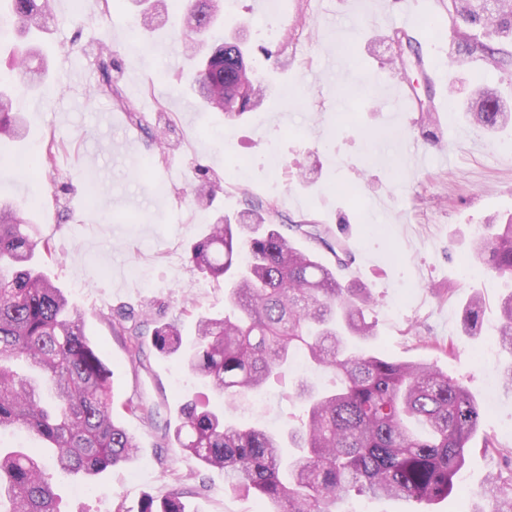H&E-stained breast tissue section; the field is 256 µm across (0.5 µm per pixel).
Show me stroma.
<instances>
[{
    "mask_svg": "<svg viewBox=\"0 0 512 512\" xmlns=\"http://www.w3.org/2000/svg\"><path fill=\"white\" fill-rule=\"evenodd\" d=\"M48 34L41 56L50 72L69 65L78 77L68 90L50 85L24 95L28 134L0 142V200L24 204L55 249L40 257L43 271L85 311L87 336L103 352L114 377L112 400L139 444L135 461L93 480L58 483L62 512H137L144 495L163 496L175 475L195 474L204 491L189 496L188 512H260L254 496L230 492L224 473L165 444L164 429L178 403L197 390L173 358L146 348L132 364L110 320L142 316L144 337L162 323L179 322L184 341L198 317L224 311L223 278L189 265L187 245L221 215H237L248 201L275 202L274 224H320L355 254L343 283L370 289L376 299V337L369 347L397 360H424L462 382L484 409L477 437L457 478L458 493L426 505L398 498L370 501V512H459L460 498L503 467L486 453L483 436L512 448V387L501 377L512 357L496 346L499 298L505 289L491 273L465 281L477 227L494 214H512V130L486 133L470 126L466 110L475 69L512 111V70L450 67L448 111L439 113L444 153L425 138L432 86L415 62L406 82L418 103L406 112L394 96L396 74L387 37L392 23L430 15L450 26L448 0H228L221 36L240 32L258 57L268 47L293 56L269 74L264 105L236 123L206 110L190 89L198 65L170 27L151 34L132 24L134 0L105 8L102 0H49ZM112 47V74L133 111L96 94L95 59ZM336 67L312 86L310 73L326 61ZM160 132L166 163H155L151 135ZM135 146L126 149V137ZM59 146L53 172L30 174L18 159L48 141ZM220 181L208 210L194 202L201 176ZM344 184L360 193L348 196ZM483 301L479 335H466L463 309ZM288 384H274L243 402L236 417L280 428L298 403ZM155 409L153 420L123 412L127 401Z\"/></svg>",
    "mask_w": 512,
    "mask_h": 512,
    "instance_id": "stroma-1",
    "label": "stroma"
}]
</instances>
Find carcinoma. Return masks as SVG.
Returning <instances> with one entry per match:
<instances>
[{
	"instance_id": "carcinoma-1",
	"label": "carcinoma",
	"mask_w": 512,
	"mask_h": 512,
	"mask_svg": "<svg viewBox=\"0 0 512 512\" xmlns=\"http://www.w3.org/2000/svg\"><path fill=\"white\" fill-rule=\"evenodd\" d=\"M142 27L162 25L159 0H136ZM5 9L13 31L40 51L49 15V0H9ZM186 27L201 34L219 20L216 0H184ZM455 52L463 64L476 55L503 69L512 54L477 40L469 30L490 27L512 40V0H450ZM243 47L236 40L219 44L195 73L191 89L213 111L224 102L213 92L238 88ZM96 92L126 106L112 78V52L102 46L96 57ZM48 70L29 69L10 76L0 88V142L20 140L26 122L13 111L18 92L41 89ZM255 92L230 120L260 107L265 98L259 77ZM477 108L467 113L474 127L494 132L512 124L502 102L478 91ZM30 168H56L55 145L31 158ZM220 185L203 179L196 198L207 207ZM271 207L252 205L239 218L220 216L209 233L190 243L186 260L200 273L224 278V315L199 320L194 344L182 348L175 323L154 328L151 343L173 356L201 381L202 391L179 406L177 422L165 437L181 453L206 468L224 470L229 489L255 494L261 512H347L353 497H392L432 503L456 492V476L464 466L477 433L482 409L463 383L437 366L400 361L358 347L376 335L371 319L373 299L365 288L343 284L336 269L347 265L344 247L318 224H293L291 230L336 256L330 268L292 237L267 223ZM52 254L51 242L37 235L14 203H0V431L22 427L38 445L25 450L0 448V512H61L52 482L64 472L92 479L107 468L133 460L136 440L114 418L111 371L85 332V313L71 307L33 260ZM473 260L495 276L512 280V218L486 224L473 241ZM481 298L464 312L468 334L480 327ZM131 317L112 321L126 337L131 361L140 360L143 342ZM498 345L512 355V293L502 298ZM334 375L320 391L308 382L294 384L303 402L288 418V434L262 426L238 427L225 413L288 372L297 353ZM221 394L225 407L210 404L207 391ZM484 448L511 459L506 472L487 478L471 512H512V449L484 439ZM192 475L178 478L161 498L146 496L138 512H186L181 488Z\"/></svg>"
}]
</instances>
